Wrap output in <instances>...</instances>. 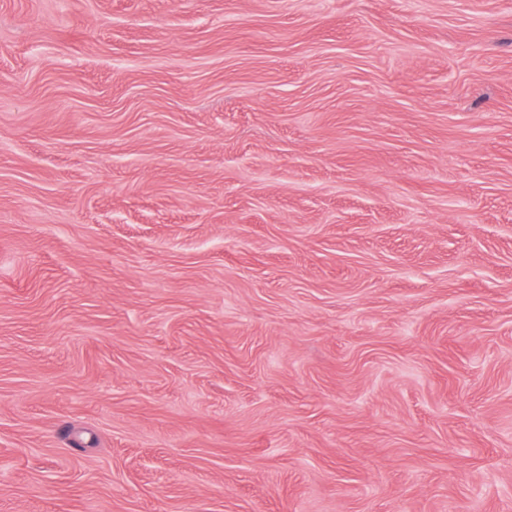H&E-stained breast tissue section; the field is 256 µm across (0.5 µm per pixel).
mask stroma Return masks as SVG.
<instances>
[{"instance_id": "35a3bbf8", "label": "stroma", "mask_w": 512, "mask_h": 512, "mask_svg": "<svg viewBox=\"0 0 512 512\" xmlns=\"http://www.w3.org/2000/svg\"><path fill=\"white\" fill-rule=\"evenodd\" d=\"M0 512H512V0H0Z\"/></svg>"}]
</instances>
